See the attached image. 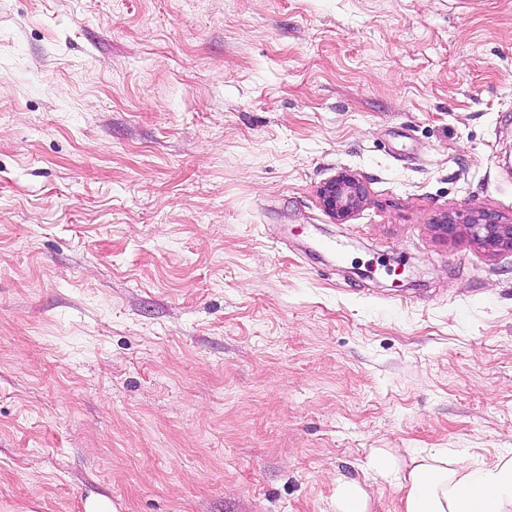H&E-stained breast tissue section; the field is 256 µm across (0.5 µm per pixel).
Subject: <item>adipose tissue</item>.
Instances as JSON below:
<instances>
[{
    "label": "adipose tissue",
    "mask_w": 512,
    "mask_h": 512,
    "mask_svg": "<svg viewBox=\"0 0 512 512\" xmlns=\"http://www.w3.org/2000/svg\"><path fill=\"white\" fill-rule=\"evenodd\" d=\"M369 465L380 478L397 482L399 512H512V450L470 469L454 467L439 452L416 454L403 469L390 453L379 450Z\"/></svg>",
    "instance_id": "1"
}]
</instances>
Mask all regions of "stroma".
Segmentation results:
<instances>
[{
  "instance_id": "stroma-1",
  "label": "stroma",
  "mask_w": 512,
  "mask_h": 512,
  "mask_svg": "<svg viewBox=\"0 0 512 512\" xmlns=\"http://www.w3.org/2000/svg\"><path fill=\"white\" fill-rule=\"evenodd\" d=\"M479 211L512 0H0V512H399L374 450L512 448ZM317 195L324 212L342 224L365 204L367 189L358 177L342 171L324 182ZM333 512H371L367 489L357 482H337Z\"/></svg>"
}]
</instances>
